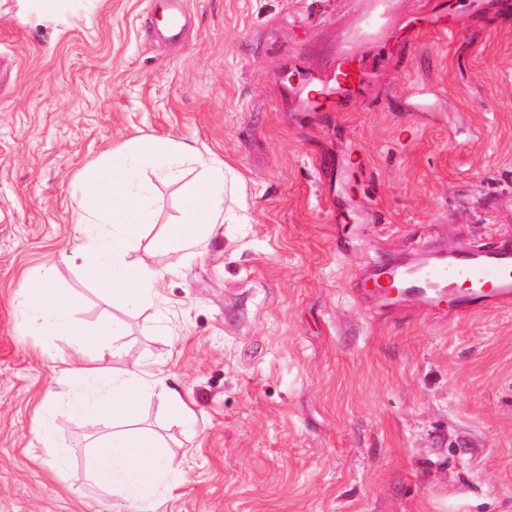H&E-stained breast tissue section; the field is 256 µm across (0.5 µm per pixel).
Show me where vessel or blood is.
Returning a JSON list of instances; mask_svg holds the SVG:
<instances>
[{"label": "vessel or blood", "mask_w": 512, "mask_h": 512, "mask_svg": "<svg viewBox=\"0 0 512 512\" xmlns=\"http://www.w3.org/2000/svg\"><path fill=\"white\" fill-rule=\"evenodd\" d=\"M186 0H166V36L181 39ZM358 296L383 312L465 316L474 310L512 308V251L471 247L435 249L404 264H381L371 287Z\"/></svg>", "instance_id": "1"}]
</instances>
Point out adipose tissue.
I'll return each mask as SVG.
<instances>
[{
    "label": "adipose tissue",
    "instance_id": "ef3b65f1",
    "mask_svg": "<svg viewBox=\"0 0 512 512\" xmlns=\"http://www.w3.org/2000/svg\"><path fill=\"white\" fill-rule=\"evenodd\" d=\"M25 324L35 330L73 337L79 350L96 354L110 349L122 350L123 322L109 319L87 324L77 316L73 298L55 288L49 276L20 288ZM56 382L62 390L72 391L69 407L83 417L111 422L112 429L92 445L89 477L102 490L120 495L144 512H157L164 502L162 483L175 464L165 439L155 431L139 427L146 401L159 399L184 418L192 412L180 395L169 387L163 375L132 363L113 379L109 388L94 392L85 368L62 362Z\"/></svg>",
    "mask_w": 512,
    "mask_h": 512
}]
</instances>
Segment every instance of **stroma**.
Returning <instances> with one entry per match:
<instances>
[{
	"mask_svg": "<svg viewBox=\"0 0 512 512\" xmlns=\"http://www.w3.org/2000/svg\"><path fill=\"white\" fill-rule=\"evenodd\" d=\"M0 0V512H130L88 475L108 422L57 399L71 337L22 320L53 266L82 317L113 309L71 261L78 177L151 135L224 163L242 194L192 252L155 250L200 169L155 181L130 259L157 299L127 356L194 417L146 404L178 470L159 512H512V309L390 318L353 288L419 247L512 249V0ZM356 87L307 100L299 72ZM51 427L50 442L40 437ZM69 452L58 466L53 449ZM163 12H165L168 22L166 24V37L170 40L181 39L184 31L182 17L186 10L185 0H166Z\"/></svg>",
	"mask_w": 512,
	"mask_h": 512,
	"instance_id": "1",
	"label": "stroma"
}]
</instances>
